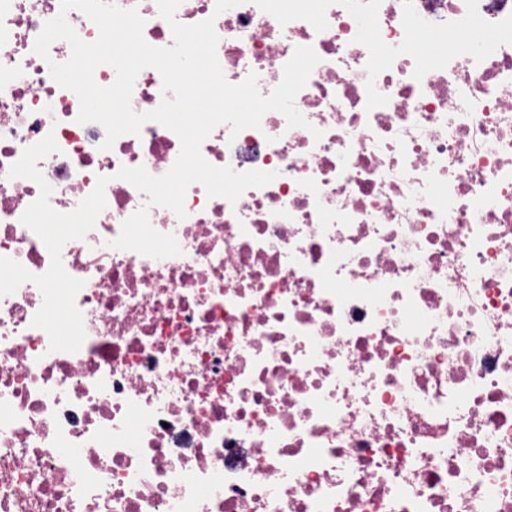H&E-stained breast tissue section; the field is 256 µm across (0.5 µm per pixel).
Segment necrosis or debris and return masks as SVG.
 <instances>
[{
	"instance_id": "necrosis-or-debris-1",
	"label": "necrosis or debris",
	"mask_w": 512,
	"mask_h": 512,
	"mask_svg": "<svg viewBox=\"0 0 512 512\" xmlns=\"http://www.w3.org/2000/svg\"><path fill=\"white\" fill-rule=\"evenodd\" d=\"M171 45L156 0H115ZM61 0H0V257L44 273L21 222L37 166L67 213L108 177L107 206L62 262L84 286L78 352L33 327L31 282L0 297V512H512V43L414 79L399 55L367 109V48L345 6L328 27L282 25L253 0L214 18L228 82L269 95L296 47L320 58L296 108L260 128L216 127L212 165L276 172L236 203L185 196V219L147 206L120 167L166 173L180 140L155 122L102 150L77 96L33 51ZM321 138H314L313 129ZM148 207L181 255L110 248Z\"/></svg>"
}]
</instances>
